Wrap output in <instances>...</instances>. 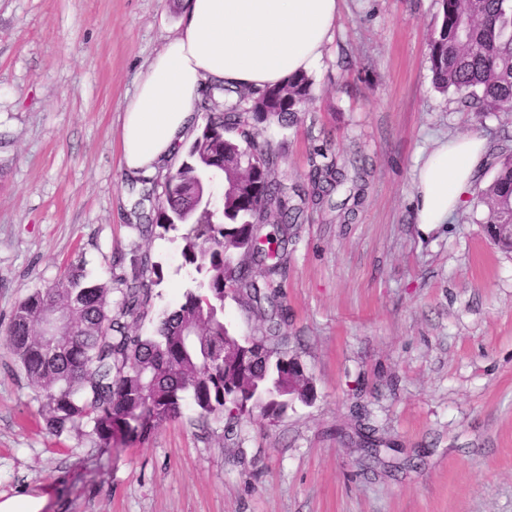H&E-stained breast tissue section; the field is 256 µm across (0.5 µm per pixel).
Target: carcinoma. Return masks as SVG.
<instances>
[{
  "instance_id": "cac0c4a2",
  "label": "carcinoma",
  "mask_w": 512,
  "mask_h": 512,
  "mask_svg": "<svg viewBox=\"0 0 512 512\" xmlns=\"http://www.w3.org/2000/svg\"><path fill=\"white\" fill-rule=\"evenodd\" d=\"M439 23L430 42L434 87L450 93L469 112L512 111V0H438ZM314 80L298 74L264 89L213 85L200 108L205 126L187 159L166 176L153 178L149 192L159 204L149 214L134 211L131 225L141 239L157 230L181 234L184 264L200 275L196 286L167 312L150 336L132 331L145 315L162 267L146 252L136 253L121 279V297L86 281L70 267L49 288L36 289L14 309L4 343L26 379L41 395L45 429L56 436L91 427L100 446L144 439L162 422L180 414L183 394L204 417L226 419L227 430L258 406L267 415L288 407V397L305 400L311 381L299 362L270 344L279 328L275 293L253 279L286 269V247L301 207L286 202L302 194L273 176L277 155L258 139L257 125L286 128L313 99ZM312 202L322 205L349 183L359 197L362 177L335 160L313 163ZM484 223L495 244L512 249L497 224L512 222V150L499 156L493 180L481 190ZM277 206L280 220L262 235L260 225ZM243 292L267 323V335L240 340L224 322V297ZM66 315L63 335L43 331L47 312Z\"/></svg>"
}]
</instances>
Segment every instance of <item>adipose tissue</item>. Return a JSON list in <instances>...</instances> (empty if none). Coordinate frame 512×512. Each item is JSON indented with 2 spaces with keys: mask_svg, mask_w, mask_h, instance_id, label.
I'll return each instance as SVG.
<instances>
[{
  "mask_svg": "<svg viewBox=\"0 0 512 512\" xmlns=\"http://www.w3.org/2000/svg\"><path fill=\"white\" fill-rule=\"evenodd\" d=\"M339 0H187L180 32L141 74L125 108L124 168L153 172L175 154L196 121L204 82L263 88L310 72L320 61ZM477 136L437 140L417 168L412 192L424 230L447 223L484 163Z\"/></svg>",
  "mask_w": 512,
  "mask_h": 512,
  "instance_id": "obj_1",
  "label": "adipose tissue"
}]
</instances>
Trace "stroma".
Returning a JSON list of instances; mask_svg holds the SVG:
<instances>
[{
	"label": "stroma",
	"mask_w": 512,
	"mask_h": 512,
	"mask_svg": "<svg viewBox=\"0 0 512 512\" xmlns=\"http://www.w3.org/2000/svg\"><path fill=\"white\" fill-rule=\"evenodd\" d=\"M184 0H0V333L17 303L66 268L115 285L133 246L162 267L151 335L192 287L177 232L124 172L123 111L179 28ZM436 0H342L296 125L263 124L275 175L307 187L315 151L363 169V192L305 204L276 277L281 348L313 391L225 435L185 401L146 439L54 437L40 395L0 344V494L37 490L44 512H512V252L490 240L479 194L431 232L412 178L435 138L478 135L491 182L512 112L458 110L432 84ZM352 222L337 219L339 205ZM381 454L361 467L358 449Z\"/></svg>",
	"instance_id": "obj_1"
}]
</instances>
